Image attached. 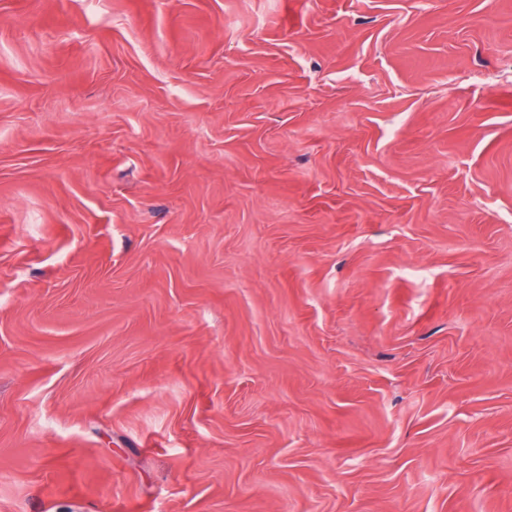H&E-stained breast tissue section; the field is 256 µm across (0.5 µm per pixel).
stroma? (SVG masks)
Returning <instances> with one entry per match:
<instances>
[{
  "mask_svg": "<svg viewBox=\"0 0 512 512\" xmlns=\"http://www.w3.org/2000/svg\"><path fill=\"white\" fill-rule=\"evenodd\" d=\"M0 512H512V0H0Z\"/></svg>",
  "mask_w": 512,
  "mask_h": 512,
  "instance_id": "stroma-1",
  "label": "stroma"
}]
</instances>
